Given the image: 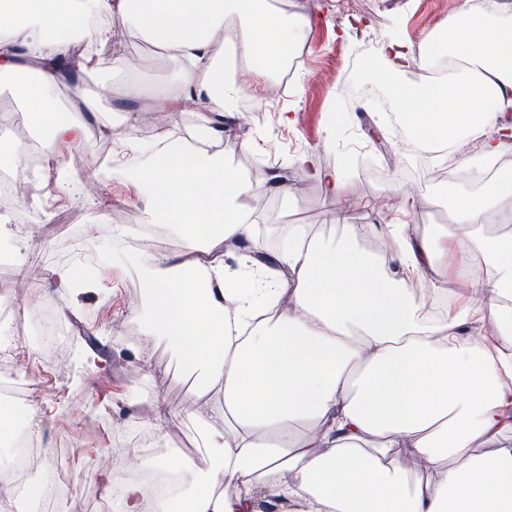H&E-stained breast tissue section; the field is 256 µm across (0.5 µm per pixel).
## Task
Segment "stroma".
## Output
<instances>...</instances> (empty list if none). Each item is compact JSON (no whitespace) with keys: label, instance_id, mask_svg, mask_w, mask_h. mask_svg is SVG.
I'll list each match as a JSON object with an SVG mask.
<instances>
[{"label":"stroma","instance_id":"obj_1","mask_svg":"<svg viewBox=\"0 0 512 512\" xmlns=\"http://www.w3.org/2000/svg\"><path fill=\"white\" fill-rule=\"evenodd\" d=\"M288 9L309 20L298 56L297 69L285 84L287 100L272 104L267 99L243 95L238 117L232 119L222 145L226 162L240 171L255 165L275 170L288 188L287 197L264 194L255 216L256 231L268 248H277L290 225L310 224L325 236L341 231L332 220L333 208L351 206L366 223L384 225L398 218L417 231L433 226L450 227L452 201L469 189L467 176L438 181L423 190L421 205L405 210L397 191L415 165L414 156L398 149L400 132L378 109L375 98L352 92L349 82L373 84L385 63L379 54L383 35L397 27L400 35L422 45L449 16L439 0H288ZM115 37L134 62L141 80L157 88L176 72L174 62L158 55L141 39L116 29ZM195 122L191 112H156L136 115L141 140L176 133L189 136ZM99 134L83 143L90 161L98 165L94 177L80 181L71 191L55 177V158H48L41 175L47 184L46 204L21 202L19 215H48L37 240L19 234V226L6 223V236L19 237L32 259L47 266L63 264L66 244L73 238L90 241L91 224L109 223L113 214L131 208V183L111 166L99 164ZM311 153L322 169H340L341 159L362 157L361 168L349 171L346 195L331 196L299 159ZM134 209V208H131ZM142 223L151 217L144 208L134 209ZM140 268L132 261L112 268L110 278L84 289L73 298L59 296L49 279L38 289L64 325L75 353L66 361H54L43 347L31 349L24 363L40 362L39 391L27 408L30 429L38 435L49 461L59 462L73 494L102 490L95 473L99 456L113 448L137 449L130 418L151 419L146 400L162 396L176 414L166 426L165 446L198 456L196 442L203 430L197 417L204 392L189 373L179 368L169 353L158 348L145 351L143 326L137 317L140 306ZM111 300L116 318L127 327L117 336L98 323L93 313L102 300ZM94 336L112 351V362L101 371L89 368L96 351L87 341Z\"/></svg>","mask_w":512,"mask_h":512}]
</instances>
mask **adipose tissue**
Returning <instances> with one entry per match:
<instances>
[{"mask_svg":"<svg viewBox=\"0 0 512 512\" xmlns=\"http://www.w3.org/2000/svg\"><path fill=\"white\" fill-rule=\"evenodd\" d=\"M128 25L178 73L145 92L115 54L118 78L98 79L97 48ZM306 22L271 0H0V77H20V97L46 151L74 148L91 133L145 154L132 175L136 202L173 231L179 251L151 255L141 273L148 341L165 345L205 385L222 430L204 429L207 468L169 453L136 464L171 470L173 498L152 501L134 478L96 477L114 512H512V233L485 220L512 201V170L485 178L487 162L512 148V23L464 9L428 45L384 35L387 102L420 149L477 142L464 166L477 191L457 195L453 231L385 225L391 262L344 237L306 225L277 249L258 239L252 206L265 171L241 175L209 146L223 143L224 117L243 93L263 95ZM440 75L412 85L416 61ZM97 82L88 90L86 81ZM70 85L67 112L57 93ZM149 98L153 110L195 106L192 138L140 141L134 124L100 121L103 100ZM245 254L236 286L224 249ZM464 261L449 266V253ZM469 278L470 300L441 316L449 277ZM489 331L476 344L464 327ZM422 463L409 471L403 457Z\"/></svg>","mask_w":512,"mask_h":512,"instance_id":"1","label":"adipose tissue"}]
</instances>
